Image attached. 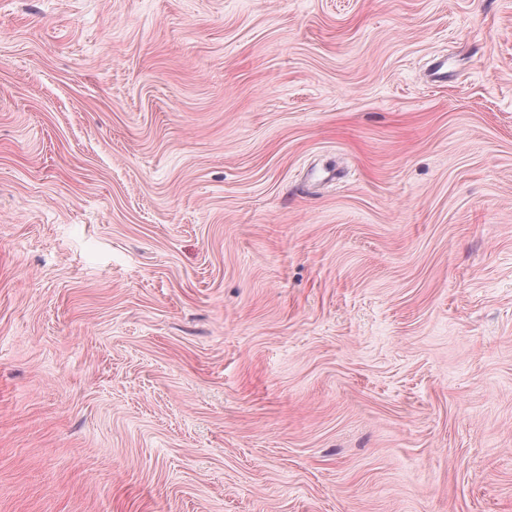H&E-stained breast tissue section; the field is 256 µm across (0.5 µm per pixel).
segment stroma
Instances as JSON below:
<instances>
[{
  "label": "stroma",
  "instance_id": "1",
  "mask_svg": "<svg viewBox=\"0 0 512 512\" xmlns=\"http://www.w3.org/2000/svg\"><path fill=\"white\" fill-rule=\"evenodd\" d=\"M0 512H512V0H0Z\"/></svg>",
  "mask_w": 512,
  "mask_h": 512
}]
</instances>
